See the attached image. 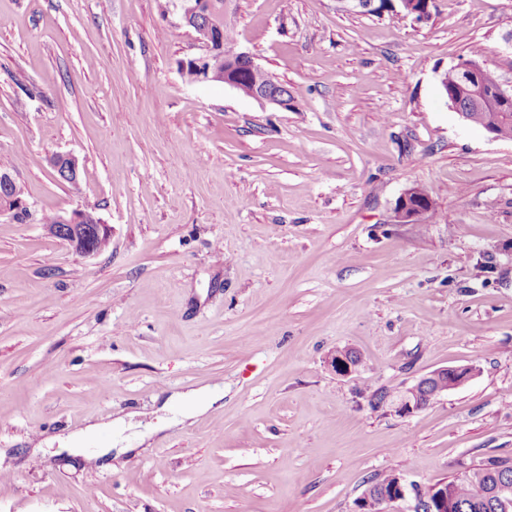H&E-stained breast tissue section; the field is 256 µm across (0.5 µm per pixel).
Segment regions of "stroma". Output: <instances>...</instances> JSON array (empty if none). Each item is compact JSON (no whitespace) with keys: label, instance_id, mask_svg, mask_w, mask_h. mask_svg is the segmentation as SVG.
Here are the masks:
<instances>
[{"label":"stroma","instance_id":"stroma-1","mask_svg":"<svg viewBox=\"0 0 512 512\" xmlns=\"http://www.w3.org/2000/svg\"><path fill=\"white\" fill-rule=\"evenodd\" d=\"M224 20L291 109L184 78L201 49L173 0H0V168L31 210L0 219V512H357L388 473L512 457V141L439 84L478 49L512 77V0ZM412 185L432 207L396 223ZM87 205L110 238L82 257L41 217ZM462 365L412 414L372 404ZM214 385L170 425L163 400ZM126 415L164 430L116 465L58 446ZM51 164L54 167L56 177L59 181L68 184L71 183L70 179H65L57 172L62 170L66 175L75 177V182L77 183L80 170V162L77 156L72 153H58L52 156ZM477 373L476 367L472 365L456 366V367H444L437 369L430 374L420 378L412 387L408 388L401 398L400 402L395 407L396 412L400 414H411L422 407L418 406L415 400H413L411 394L417 393L418 384L425 379H434L439 383L438 389L434 394H441L448 390L457 388L467 382ZM181 398L187 404V409L183 413L186 418L193 417L197 413L206 412L215 402L205 388L191 390L181 395Z\"/></svg>","mask_w":512,"mask_h":512}]
</instances>
